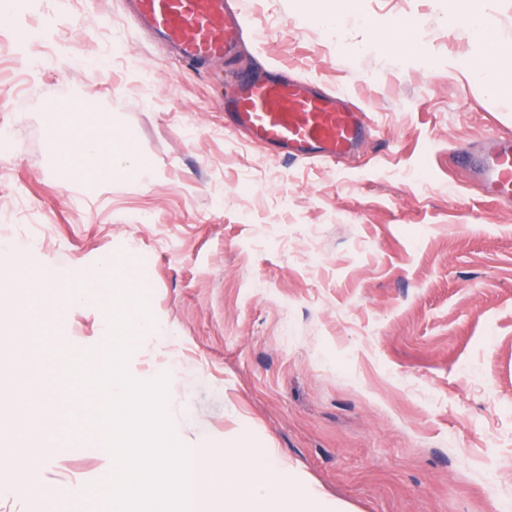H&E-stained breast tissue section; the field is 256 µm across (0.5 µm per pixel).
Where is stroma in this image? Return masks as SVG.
Masks as SVG:
<instances>
[{"label":"stroma","instance_id":"obj_1","mask_svg":"<svg viewBox=\"0 0 512 512\" xmlns=\"http://www.w3.org/2000/svg\"><path fill=\"white\" fill-rule=\"evenodd\" d=\"M245 33L230 63L187 64L139 27L125 0H0V266L80 286L54 357L41 312L15 289L0 352L64 372L112 342L103 305L144 296L156 329L126 361L167 379L176 440L220 449L247 436L350 512H494L512 501V206L483 197L456 155L512 135V90L472 73L482 41L462 0H236ZM417 18L415 51L385 33ZM282 67L340 92L371 133L354 161H290L224 126L235 77ZM93 104L79 129L117 126L149 162L138 178L102 156L60 166L58 107ZM112 262L114 275L102 272ZM42 375L0 364V512H62L78 490L97 512L107 479L94 412L31 429ZM42 463L28 479L20 461Z\"/></svg>","mask_w":512,"mask_h":512}]
</instances>
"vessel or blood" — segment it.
Listing matches in <instances>:
<instances>
[{"label":"vessel or blood","instance_id":"vessel-or-blood-1","mask_svg":"<svg viewBox=\"0 0 512 512\" xmlns=\"http://www.w3.org/2000/svg\"><path fill=\"white\" fill-rule=\"evenodd\" d=\"M131 7L186 63L227 59L240 45L242 19L228 0H133ZM224 108L234 132L291 160L352 157L369 134L364 113L340 94L298 88L276 72L236 78ZM457 160L475 172L486 198L512 205V137L485 141Z\"/></svg>","mask_w":512,"mask_h":512}]
</instances>
